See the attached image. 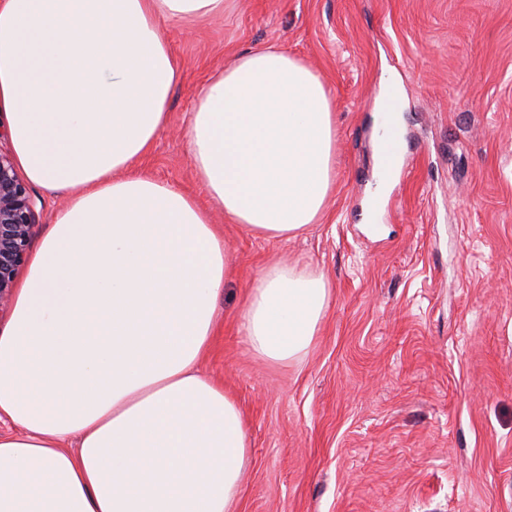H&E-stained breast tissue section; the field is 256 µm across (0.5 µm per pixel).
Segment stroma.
Segmentation results:
<instances>
[{"label":"stroma","mask_w":512,"mask_h":512,"mask_svg":"<svg viewBox=\"0 0 512 512\" xmlns=\"http://www.w3.org/2000/svg\"><path fill=\"white\" fill-rule=\"evenodd\" d=\"M166 34L181 75L141 166L224 230L204 369L249 435L235 512H512V0H225ZM269 46L319 75L336 115L326 209L287 240L212 208L187 144L200 87ZM387 68L405 90L409 173L374 225L363 212ZM275 262L331 286L312 345L285 366L249 352L239 325Z\"/></svg>","instance_id":"stroma-1"}]
</instances>
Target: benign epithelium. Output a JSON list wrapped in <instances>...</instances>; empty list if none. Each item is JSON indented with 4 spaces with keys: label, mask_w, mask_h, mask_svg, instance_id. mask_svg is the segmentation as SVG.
I'll list each match as a JSON object with an SVG mask.
<instances>
[{
    "label": "benign epithelium",
    "mask_w": 512,
    "mask_h": 512,
    "mask_svg": "<svg viewBox=\"0 0 512 512\" xmlns=\"http://www.w3.org/2000/svg\"><path fill=\"white\" fill-rule=\"evenodd\" d=\"M38 198L17 170L11 148H0V307L13 296L38 217Z\"/></svg>",
    "instance_id": "benign-epithelium-1"
}]
</instances>
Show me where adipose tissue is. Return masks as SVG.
I'll use <instances>...</instances> for the list:
<instances>
[{"mask_svg": "<svg viewBox=\"0 0 512 512\" xmlns=\"http://www.w3.org/2000/svg\"><path fill=\"white\" fill-rule=\"evenodd\" d=\"M224 0H0V108L18 167L65 200L0 326V512H235L249 439L201 362L229 254L208 210L139 167L180 65L168 23ZM189 155L234 223L285 239L333 187L336 118L287 51L237 55L200 89ZM328 280L261 270L240 315L250 350L312 344Z\"/></svg>", "mask_w": 512, "mask_h": 512, "instance_id": "obj_1", "label": "adipose tissue"}]
</instances>
